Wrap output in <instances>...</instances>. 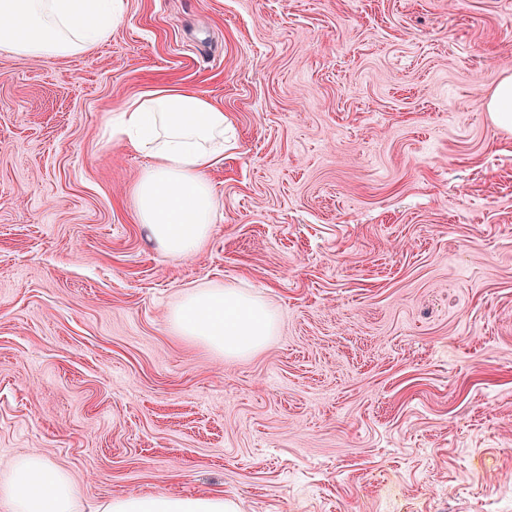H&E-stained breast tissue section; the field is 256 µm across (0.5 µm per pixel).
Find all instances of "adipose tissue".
Here are the masks:
<instances>
[{"label":"adipose tissue","mask_w":512,"mask_h":512,"mask_svg":"<svg viewBox=\"0 0 512 512\" xmlns=\"http://www.w3.org/2000/svg\"><path fill=\"white\" fill-rule=\"evenodd\" d=\"M126 0H0V50L50 60L87 52L109 40L125 21ZM223 108L200 93L154 88L127 102L121 132L149 164L130 204L158 250L190 257L211 237L218 211L207 173L236 149ZM173 332L227 357L259 350L277 328L275 310L246 290L192 288L172 309ZM0 512H237L220 494L142 493L107 501L81 487L37 454L19 457L0 477Z\"/></svg>","instance_id":"obj_1"}]
</instances>
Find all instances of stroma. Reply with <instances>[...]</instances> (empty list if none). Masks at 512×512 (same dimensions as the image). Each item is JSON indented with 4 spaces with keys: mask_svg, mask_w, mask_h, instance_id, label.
Segmentation results:
<instances>
[{
    "mask_svg": "<svg viewBox=\"0 0 512 512\" xmlns=\"http://www.w3.org/2000/svg\"><path fill=\"white\" fill-rule=\"evenodd\" d=\"M109 43L0 51V476L238 512H512V0H126ZM238 138L195 256L161 253L111 128L160 86ZM272 305L224 357L183 293ZM487 107L497 126L505 130H512V75L499 82ZM175 334L201 342L227 357L259 350L277 328L275 310L242 288H192L169 314Z\"/></svg>",
    "mask_w": 512,
    "mask_h": 512,
    "instance_id": "obj_1",
    "label": "stroma"
}]
</instances>
